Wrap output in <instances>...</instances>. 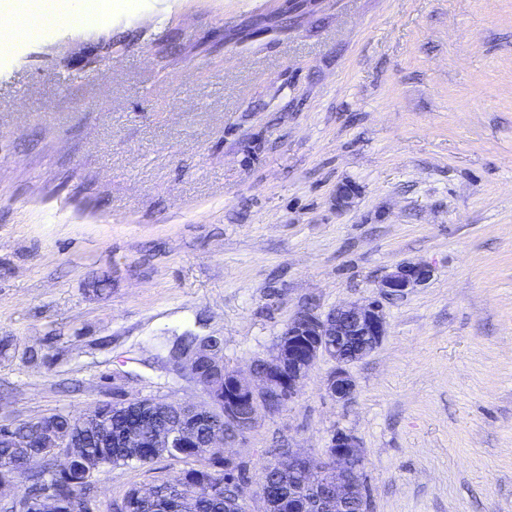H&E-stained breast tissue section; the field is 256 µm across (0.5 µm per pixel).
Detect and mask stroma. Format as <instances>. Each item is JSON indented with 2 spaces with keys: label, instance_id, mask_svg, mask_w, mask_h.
Returning a JSON list of instances; mask_svg holds the SVG:
<instances>
[{
  "label": "stroma",
  "instance_id": "35a3bbf8",
  "mask_svg": "<svg viewBox=\"0 0 512 512\" xmlns=\"http://www.w3.org/2000/svg\"><path fill=\"white\" fill-rule=\"evenodd\" d=\"M408 263L352 399L321 358L228 445L248 512L274 448L337 431L369 512H512V0H112L0 57V424L207 401L160 341L223 337L245 375ZM205 463L100 469L96 501ZM429 277L426 266L403 264L395 271L384 277L377 288H380V297L394 300L403 297L409 289L425 282Z\"/></svg>",
  "mask_w": 512,
  "mask_h": 512
}]
</instances>
